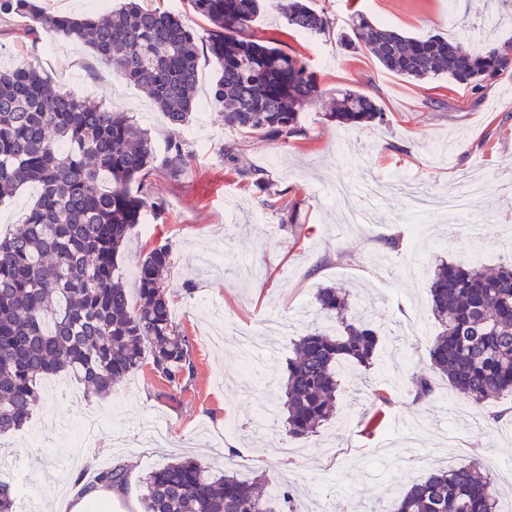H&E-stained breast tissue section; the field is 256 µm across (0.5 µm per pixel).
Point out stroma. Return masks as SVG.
<instances>
[{"label": "stroma", "mask_w": 512, "mask_h": 512, "mask_svg": "<svg viewBox=\"0 0 512 512\" xmlns=\"http://www.w3.org/2000/svg\"><path fill=\"white\" fill-rule=\"evenodd\" d=\"M338 26L365 13L412 36L441 34L471 48L484 39L512 46V0H313ZM17 16L0 17V65L31 62L55 89L124 112L151 131L156 150L184 140L192 154L184 176L154 178L167 218L145 212L119 261L126 288L149 251L171 246L166 284L179 330L192 346L191 374L168 382L145 362L113 396H83L58 406L62 417L49 441L29 429L1 439L0 479L20 487L32 512H51L72 476L93 483L99 471L123 465L121 495L104 512H140L142 477L173 456H191L251 479L279 474L315 512L332 490L339 512H392L405 488L436 467L480 463L490 473L512 466V419L491 423V411L512 396L484 404L461 397L436 379L435 400L413 403L410 377L430 375L427 348L438 331L428 302L440 261L488 269L512 261V195L489 192L466 215L444 205L460 181H512V78L488 85L481 106L470 88L445 78L407 81L368 55L345 49L335 36L292 29L267 6L249 33L278 40L308 62L325 91L305 106L302 137L288 144L242 140L224 125L210 99L218 74L213 57L200 61V105L188 128L167 126L146 94L85 45L65 38L31 45ZM373 95L386 123L353 130L329 116L337 91ZM239 148V169H259L269 190L295 206L290 225L264 206L263 193L224 163ZM236 204L229 223L225 202ZM350 289L380 335L379 361L369 371L346 368L334 419L308 442H289L281 425L256 424L284 375L293 341L319 323L315 294ZM393 394L384 424L360 431L375 410L374 389ZM100 414L98 444L71 448L66 419ZM291 446L281 455L283 446Z\"/></svg>", "instance_id": "35a3bbf8"}]
</instances>
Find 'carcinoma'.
I'll list each match as a JSON object with an SVG mask.
<instances>
[{"label":"carcinoma","mask_w":512,"mask_h":512,"mask_svg":"<svg viewBox=\"0 0 512 512\" xmlns=\"http://www.w3.org/2000/svg\"><path fill=\"white\" fill-rule=\"evenodd\" d=\"M209 25L205 49L219 71L212 100L224 125L248 138L279 141L303 135L302 109L325 95L309 65L271 42L249 35L264 0H188ZM288 25L313 36L330 34L334 21L311 0H277ZM0 14L20 16L33 41L76 36L144 89L165 121L188 122L196 106L200 46L179 14L128 0L107 17L45 11L38 0H0ZM347 49L365 50L386 71L408 80L448 76L484 100L487 84L512 72L508 50L476 52L442 35L414 37L350 18L338 33ZM330 117L346 126L386 121L368 94L337 93ZM191 154L179 141L162 153L150 134L122 112L69 94H51L43 73L27 62L0 68V198L27 185L39 187L22 228L0 236V437L25 427L42 395L41 382L60 372L87 392L108 395L139 369L144 352L172 384L191 363V344L171 315L166 279L170 247L153 248L138 264V296L119 275L123 247L142 212H164L150 177L184 174ZM140 191L131 193L130 185ZM345 288H320V326L293 342L282 384V424L290 439L314 436L334 415L340 367L369 369L378 354L377 331L352 306ZM439 332L428 346L431 370L448 378L465 399L484 403L512 394V262L492 272L441 263L429 285ZM414 401L435 397L430 379L414 375L406 386ZM124 466L96 476L107 489L126 483ZM262 474L242 480L193 459L147 473L143 512H303L288 487L268 497ZM16 488L0 480V512H15ZM494 476L476 462L430 472L410 484L393 512H500Z\"/></svg>","instance_id":"cac0c4a2"}]
</instances>
